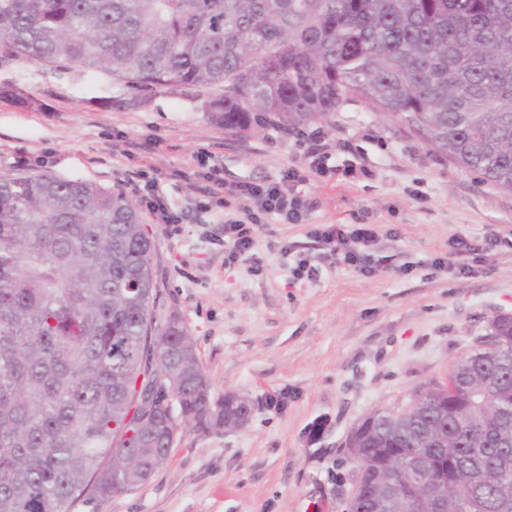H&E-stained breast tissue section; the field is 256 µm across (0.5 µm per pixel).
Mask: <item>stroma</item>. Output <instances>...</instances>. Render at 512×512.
Returning a JSON list of instances; mask_svg holds the SVG:
<instances>
[{
  "label": "stroma",
  "mask_w": 512,
  "mask_h": 512,
  "mask_svg": "<svg viewBox=\"0 0 512 512\" xmlns=\"http://www.w3.org/2000/svg\"><path fill=\"white\" fill-rule=\"evenodd\" d=\"M122 94L98 71L22 60L0 67V178L87 180L139 205L145 190L123 177L147 171L182 217L144 218L154 311L181 316L214 394L235 392L255 409L239 429L180 427L148 482L107 501L82 500L73 512H316L321 503L344 512L351 429L446 381L492 319L512 314V250L485 241L493 230L512 233V193L356 102L298 133L270 124L232 134L203 112L209 90L102 107V98ZM315 144L326 165L304 187L315 208L296 224L261 215L250 253L228 261L224 219L251 203L207 199L199 159L218 165L226 185L265 184L291 167L310 172ZM316 224L376 225L372 273L325 260L317 281L293 280L283 249L320 254ZM456 236L483 249L466 275L430 265Z\"/></svg>",
  "instance_id": "1"
}]
</instances>
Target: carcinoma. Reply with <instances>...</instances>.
<instances>
[{
	"mask_svg": "<svg viewBox=\"0 0 512 512\" xmlns=\"http://www.w3.org/2000/svg\"><path fill=\"white\" fill-rule=\"evenodd\" d=\"M91 69L144 105L158 89H216L224 130H299L351 102L398 119L437 154L512 192V0H0V66ZM153 243L135 204L89 181L0 179V512H73L137 488L168 459V391L181 421L236 426L247 398L214 395L180 315L159 319ZM443 405L376 410L352 429V483L372 512L396 450L429 449L448 500L512 503V315L448 371ZM453 438L457 456L428 438ZM498 482L474 497L477 478Z\"/></svg>",
	"mask_w": 512,
	"mask_h": 512,
	"instance_id": "carcinoma-1",
	"label": "carcinoma"
}]
</instances>
